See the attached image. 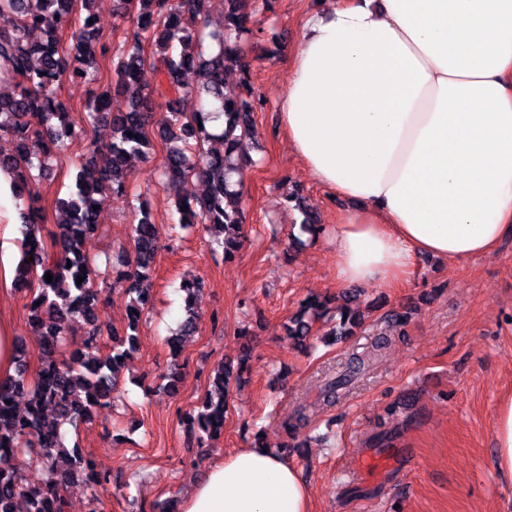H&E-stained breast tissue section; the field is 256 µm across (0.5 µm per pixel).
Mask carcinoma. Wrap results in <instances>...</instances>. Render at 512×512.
<instances>
[{
    "instance_id": "obj_1",
    "label": "carcinoma",
    "mask_w": 512,
    "mask_h": 512,
    "mask_svg": "<svg viewBox=\"0 0 512 512\" xmlns=\"http://www.w3.org/2000/svg\"><path fill=\"white\" fill-rule=\"evenodd\" d=\"M95 2L0 0V13L17 17L15 26L0 30V61L7 65L4 81L15 86L14 94L0 96V133L17 143V155L0 157V169L11 171L17 196L28 194L20 212L23 255L15 282L31 288L30 322L42 350L41 366L31 377L25 347L18 343L16 375L0 383V512H15L20 497L27 501V512H63L62 490L94 474L90 457L76 446L64 449L61 431L66 425L78 427L112 402L120 359L136 349L159 242L156 225L149 222L147 211L141 210L142 217L132 225L133 251L123 257L122 269L117 271L130 298L128 324L123 333L112 330V351L106 356L99 355L100 307L106 288L99 283V274L83 246L99 227L95 195L109 183L113 191H125L126 160L146 156L150 129H157L167 149L162 172L165 183L174 187L197 177L206 186L202 197L178 203L181 227L201 225L226 260L235 258L241 248L243 171L249 163L247 141L254 135V101L246 83L238 91L226 89L224 73L242 67L239 40L252 21L245 0H226L224 24L210 32L220 46L215 56L201 48L209 0H125V12L134 13L133 39L114 65V87L88 90L77 123L57 101V86L64 79L89 84L98 80V58L104 56V47L89 23ZM68 29L71 43L65 47L60 32ZM148 32L161 75L152 91L140 82L146 62L142 37ZM187 70L197 77L194 87L183 81ZM192 93L200 96L203 108L184 123L179 105L183 96ZM154 97L166 103V114L158 120L152 107ZM208 105L224 113L225 127L220 134L204 127ZM109 110L112 142L102 148L87 135ZM34 138L49 154L66 149L67 140L86 141L77 166L76 191L69 199L57 201L61 219L48 244L31 233L44 219L35 187L50 175L43 163L32 160L28 143ZM211 140L221 142L223 150L202 151L204 143ZM303 212L300 232L314 237L322 224L315 212L308 208ZM48 272L53 277L50 282L45 279ZM80 276L83 282L78 284ZM181 288L188 312L180 332L186 336L195 330L189 309L202 282L186 279ZM324 318L336 321L335 335L341 337L352 335L365 321L363 312L349 306V299L313 295L289 320L288 340L299 346L307 344L313 325ZM80 320L88 326L84 350L67 354L63 352L64 336L70 325ZM233 370L229 364L217 365L206 396L187 416L200 442L223 431ZM19 399L27 402L23 414L16 411ZM27 454L46 472L45 481L37 487L23 484L19 458Z\"/></svg>"
}]
</instances>
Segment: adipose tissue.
Here are the masks:
<instances>
[{
  "label": "adipose tissue",
  "instance_id": "adipose-tissue-1",
  "mask_svg": "<svg viewBox=\"0 0 512 512\" xmlns=\"http://www.w3.org/2000/svg\"><path fill=\"white\" fill-rule=\"evenodd\" d=\"M280 116L308 174L352 203L330 229L337 286L389 288L418 256L512 236V0H333L304 20ZM495 443L512 484V394ZM180 512H310L309 491L253 443L212 462Z\"/></svg>",
  "mask_w": 512,
  "mask_h": 512
}]
</instances>
